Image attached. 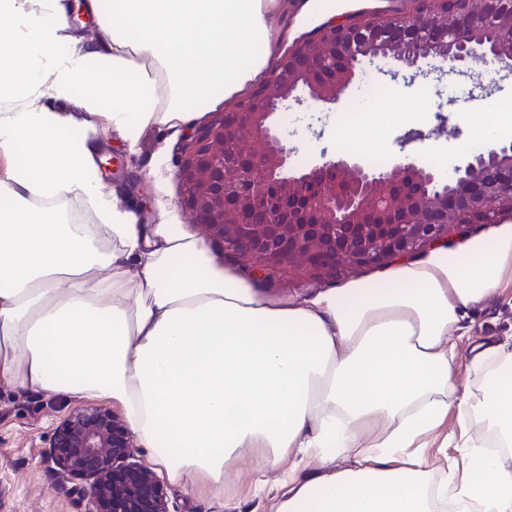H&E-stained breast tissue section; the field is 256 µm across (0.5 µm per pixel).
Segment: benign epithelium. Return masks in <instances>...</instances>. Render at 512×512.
<instances>
[{
    "mask_svg": "<svg viewBox=\"0 0 512 512\" xmlns=\"http://www.w3.org/2000/svg\"><path fill=\"white\" fill-rule=\"evenodd\" d=\"M427 7L362 18L348 14L291 43L264 77L232 107L190 127L176 162L181 205L226 259L262 280L288 268L325 281L336 265L375 266L467 230L487 214L512 213V143L500 144L444 179L405 155L372 168L353 155L320 151L305 169L296 148L271 122L297 105L337 103L364 61L385 58L393 78L427 77L418 63L440 62L438 72L471 74L470 63L491 60L512 73V9L500 0H425ZM497 17L494 46L483 21ZM426 29L433 40L410 55L409 36ZM454 31L448 37V30ZM410 131L400 147L438 134ZM134 440L105 407L71 413L55 428L49 459L63 488L87 500L85 512H169L153 471L132 462Z\"/></svg>",
    "mask_w": 512,
    "mask_h": 512,
    "instance_id": "1",
    "label": "benign epithelium"
}]
</instances>
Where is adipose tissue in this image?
<instances>
[{
    "instance_id": "obj_1",
    "label": "adipose tissue",
    "mask_w": 512,
    "mask_h": 512,
    "mask_svg": "<svg viewBox=\"0 0 512 512\" xmlns=\"http://www.w3.org/2000/svg\"><path fill=\"white\" fill-rule=\"evenodd\" d=\"M282 7L85 0L96 46L69 0H0V383L111 403L159 474L226 512L244 491L266 512H512V336L469 340L512 283L511 223L271 298L173 207L140 223L98 177L89 125L133 153L188 126L270 65ZM451 439L460 463H438ZM71 2L72 12L70 15V23L74 32L79 33L86 43L98 45L102 37L101 30L94 20L86 19L84 14L80 11L79 5L84 1L73 0Z\"/></svg>"
}]
</instances>
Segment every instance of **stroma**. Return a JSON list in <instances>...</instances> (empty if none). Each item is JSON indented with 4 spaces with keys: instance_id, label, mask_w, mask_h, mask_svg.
Listing matches in <instances>:
<instances>
[{
    "instance_id": "1",
    "label": "stroma",
    "mask_w": 512,
    "mask_h": 512,
    "mask_svg": "<svg viewBox=\"0 0 512 512\" xmlns=\"http://www.w3.org/2000/svg\"><path fill=\"white\" fill-rule=\"evenodd\" d=\"M387 66V60L378 59L357 75L336 107L323 114L321 140L311 139L308 134L306 109L276 115L283 133L290 135L298 148L297 166H306L313 155L324 149L332 155L347 151L364 160L376 156L386 163L404 152L421 158L434 150L445 156V163L439 164L438 169L448 178L455 167L488 151V144L473 140L472 130L512 103V76L492 74L489 66L477 63L467 77L454 73L430 75L427 87L423 88L416 82H390L383 74ZM373 82L386 85L387 93L377 98L365 97L366 86ZM441 110L448 115L445 133L422 144L399 147L397 140L401 135L411 129H430ZM368 117L383 129V136L377 138L368 131L363 140H356L355 126ZM182 144V135H175L163 146L155 131H146L139 143V163H126L123 173L117 175H102L107 188L116 190L120 198L138 204L144 197H151L152 206L143 215V223H156L161 205L180 204L181 188L173 176V161ZM160 149L165 152L162 176L156 181H145L139 165L152 161ZM471 318L475 341L493 342L511 335L512 288L506 289L498 301L476 308ZM86 406V401L64 394L22 391L0 384V512H84L85 504L79 495L60 490L47 450L56 425ZM164 488L169 512H225L223 499L211 496L206 487H199L191 496L170 482Z\"/></svg>"
}]
</instances>
